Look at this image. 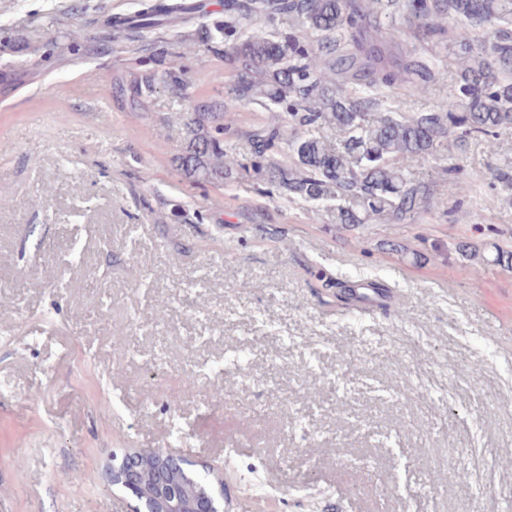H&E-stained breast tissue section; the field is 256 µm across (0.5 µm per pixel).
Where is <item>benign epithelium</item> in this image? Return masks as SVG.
I'll use <instances>...</instances> for the list:
<instances>
[{
    "mask_svg": "<svg viewBox=\"0 0 512 512\" xmlns=\"http://www.w3.org/2000/svg\"><path fill=\"white\" fill-rule=\"evenodd\" d=\"M181 463L172 452L140 449L112 459L106 481L137 492L144 512H224V495L197 474L173 477L170 465Z\"/></svg>",
    "mask_w": 512,
    "mask_h": 512,
    "instance_id": "benign-epithelium-1",
    "label": "benign epithelium"
}]
</instances>
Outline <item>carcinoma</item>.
<instances>
[{
	"label": "carcinoma",
	"instance_id": "obj_1",
	"mask_svg": "<svg viewBox=\"0 0 512 512\" xmlns=\"http://www.w3.org/2000/svg\"><path fill=\"white\" fill-rule=\"evenodd\" d=\"M195 6L147 4L131 29L161 25ZM224 44L235 101L279 112L254 151L253 172L286 200L326 210L338 224H410L427 209L428 184L404 161L437 157L470 141L496 147L512 132V0H224ZM263 17L288 20L286 33L226 34ZM440 86L432 112L401 103L418 87ZM163 87L187 96L181 65L135 81L132 99ZM224 101L188 108L180 158L192 182L222 185L234 159L224 148ZM336 129L332 141L316 135Z\"/></svg>",
	"mask_w": 512,
	"mask_h": 512
}]
</instances>
